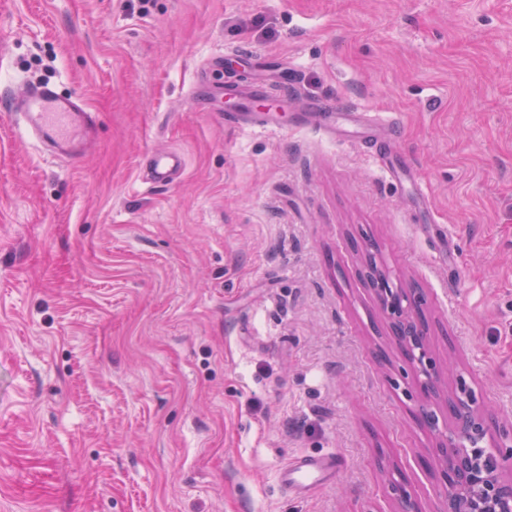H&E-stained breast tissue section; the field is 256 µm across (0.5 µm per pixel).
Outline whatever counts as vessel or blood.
Segmentation results:
<instances>
[{
    "instance_id": "vessel-or-blood-1",
    "label": "vessel or blood",
    "mask_w": 512,
    "mask_h": 512,
    "mask_svg": "<svg viewBox=\"0 0 512 512\" xmlns=\"http://www.w3.org/2000/svg\"><path fill=\"white\" fill-rule=\"evenodd\" d=\"M16 105L29 117L43 140L61 147L82 144L95 127V115L87 106L77 105L44 85L27 88ZM316 119L320 126L335 131L343 138L354 135L368 139L394 130L391 121L366 114L357 120L353 115L333 108L317 113ZM181 166L182 159L178 154L158 150L150 156L148 172L153 182L166 183ZM334 467L335 462L330 458L302 460L283 470L281 480L290 489L303 490L333 471Z\"/></svg>"
}]
</instances>
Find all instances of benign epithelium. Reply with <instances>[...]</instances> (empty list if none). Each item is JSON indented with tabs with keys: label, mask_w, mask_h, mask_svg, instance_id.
Segmentation results:
<instances>
[{
	"label": "benign epithelium",
	"mask_w": 512,
	"mask_h": 512,
	"mask_svg": "<svg viewBox=\"0 0 512 512\" xmlns=\"http://www.w3.org/2000/svg\"><path fill=\"white\" fill-rule=\"evenodd\" d=\"M375 294L411 364L417 388L429 397L435 391L437 370L429 356L419 317L421 296L416 289L398 283L377 288ZM449 404L456 419L452 430L439 428L436 419L420 409V419L433 440L432 459L437 461L438 480L446 490L445 512H512V478L505 479L484 466L488 459H506L499 446L481 445L488 431V417L471 408L467 395L456 396ZM430 460L424 458L422 462L428 464ZM389 481L399 498L400 512H419L402 474L392 472Z\"/></svg>",
	"instance_id": "1"
}]
</instances>
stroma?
Listing matches in <instances>:
<instances>
[{
	"label": "stroma",
	"instance_id": "35a3bbf8",
	"mask_svg": "<svg viewBox=\"0 0 512 512\" xmlns=\"http://www.w3.org/2000/svg\"><path fill=\"white\" fill-rule=\"evenodd\" d=\"M230 77L266 128L225 123ZM43 83L98 115L79 162L10 114ZM325 103L394 119L396 174L300 125ZM463 390L512 432V0H0V512H399L393 467L444 512L413 415ZM181 166L182 159L178 154L158 150L150 155L148 172L154 183H167ZM383 314L389 319L393 335L413 369V378L420 393L428 398L435 391L437 370L425 344L419 317L421 296L415 288L391 283L390 288H373ZM336 463L332 458L299 461L281 473L282 482L293 490H303L333 471Z\"/></svg>",
	"mask_w": 512,
	"mask_h": 512
}]
</instances>
